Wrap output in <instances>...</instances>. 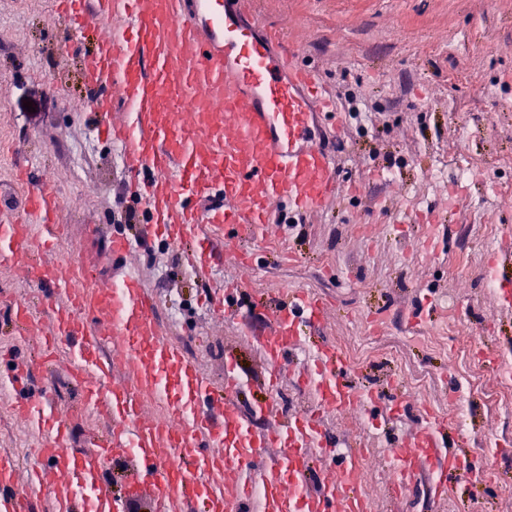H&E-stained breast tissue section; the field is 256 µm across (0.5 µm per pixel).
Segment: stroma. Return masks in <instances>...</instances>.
Here are the masks:
<instances>
[{"label":"stroma","instance_id":"obj_1","mask_svg":"<svg viewBox=\"0 0 512 512\" xmlns=\"http://www.w3.org/2000/svg\"><path fill=\"white\" fill-rule=\"evenodd\" d=\"M250 2L254 12L282 28L327 89L344 77L360 80L381 108L366 135L348 131L335 146L343 181L362 183V195L314 224L298 226L301 262L283 266L272 254L259 253L254 292L288 287L321 294L334 309L327 340L344 353L360 350L352 366L367 379L378 383L393 374L398 395L427 400L446 415L479 416L488 433L512 439V409L454 394L468 369L457 354L464 333L483 337L494 353L512 358V309L499 304L482 271L467 262L486 225H512V198L487 206L484 188L489 182L512 189V0ZM97 33L89 26L76 48L65 50L68 31L49 0H0V145L21 149L32 181L51 182L62 193L72 179H80L82 204H64L60 214L66 238L60 254L79 258L107 280L112 258L106 235L117 231L113 216L129 204V177L114 162L113 146L91 136L94 118L82 71ZM459 127L466 128L465 147L479 160L468 180L470 210L449 223L424 226L440 247L439 258L431 260L415 252L412 238L401 237L396 226L408 211L449 202L457 160L448 146ZM360 221L377 225V236L350 234V225ZM133 260L161 307L179 300L175 335L186 355L218 379L224 375L225 352L237 351L250 379L237 395L238 404L246 410L264 397L253 339L266 321L261 305L244 301L233 316L218 322L203 300L217 279L237 277L236 267L222 257L213 278L196 277L183 249L153 239L134 244ZM329 264L340 279L325 276ZM427 295L439 304L437 318L413 329L407 315ZM5 297L42 301L17 271L0 268L2 350L15 343L9 308L1 303ZM372 305L388 311V324L377 335L366 325ZM317 342L306 337L298 364L283 371L278 400L286 412L311 404L310 394L295 387L294 376ZM45 386L58 409L72 414V437L82 441L90 420L81 412L78 388L61 374ZM412 427L404 419L394 433L377 436L365 420L326 419L331 437L360 439L371 452L365 491L376 512H425L424 488L399 495L390 488L389 444ZM40 443L38 434L12 414L8 397L0 395V451L16 454ZM476 452L491 456L497 482L448 495L435 512H512V460L489 455L481 445Z\"/></svg>","mask_w":512,"mask_h":512}]
</instances>
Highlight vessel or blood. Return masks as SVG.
Returning a JSON list of instances; mask_svg holds the SVG:
<instances>
[{"instance_id":"b4317fda","label":"vessel or blood","mask_w":512,"mask_h":512,"mask_svg":"<svg viewBox=\"0 0 512 512\" xmlns=\"http://www.w3.org/2000/svg\"><path fill=\"white\" fill-rule=\"evenodd\" d=\"M72 32L102 22L104 30L84 66L88 106L97 137L120 149L130 199L146 220L141 237L187 249L193 271L208 274L223 244L241 276L211 301L245 288L243 271L256 255L243 240L261 243L281 264L301 256L286 227L358 196L343 184L330 142L347 123L318 72L303 65L281 29L253 14L246 0H54ZM195 111L183 112L184 98ZM20 208L0 205V267L18 268L50 303L37 314L12 302V319L43 338L42 364L61 367L81 388L84 403L109 419L84 446L48 392L28 391L38 364L15 362L6 383L13 414L42 437L39 463L21 472L0 453V512H127L148 501L149 512H370L364 492L368 455L358 442L334 443L321 421L384 403L377 424L392 431L403 416L383 402L382 387L360 382L328 343H320L295 384L310 392L314 411L285 413L273 399L242 411L235 395L244 383L233 356L215 380L185 356L158 317V300L126 267L129 235L110 236L114 274L96 280L83 261L61 260V202L54 186L17 168ZM498 299L512 304V231L492 254ZM318 294L283 290L266 303L268 324L258 336L273 390L303 337L327 323ZM419 424L391 450L393 490L427 485L441 500L450 480L466 475L480 487L467 442L477 422L460 426L418 406ZM266 428L257 429L256 420ZM316 452H308V444ZM124 466L121 492L105 479Z\"/></svg>"}]
</instances>
